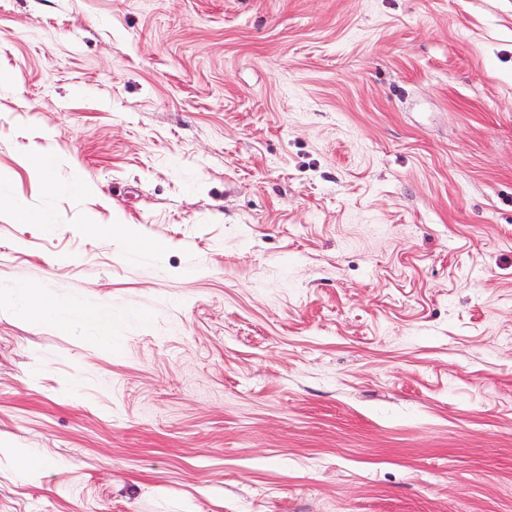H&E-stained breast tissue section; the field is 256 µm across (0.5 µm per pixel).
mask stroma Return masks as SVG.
Instances as JSON below:
<instances>
[{
    "label": "stroma",
    "instance_id": "1",
    "mask_svg": "<svg viewBox=\"0 0 512 512\" xmlns=\"http://www.w3.org/2000/svg\"><path fill=\"white\" fill-rule=\"evenodd\" d=\"M0 197V512H512V0H0ZM17 292L23 296L25 305L22 308L26 317L35 322H47L55 328L70 330L76 321H90L103 328H108V314L103 310L89 313L61 312L56 300L43 293L34 285L24 282L17 286Z\"/></svg>",
    "mask_w": 512,
    "mask_h": 512
}]
</instances>
